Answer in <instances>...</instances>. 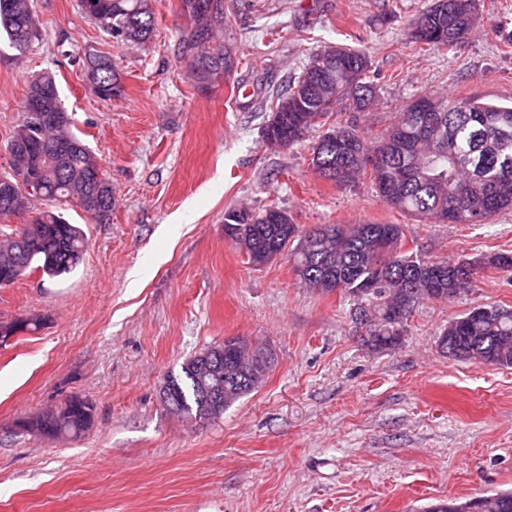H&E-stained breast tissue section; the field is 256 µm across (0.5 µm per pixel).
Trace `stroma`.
Instances as JSON below:
<instances>
[{
  "label": "stroma",
  "mask_w": 512,
  "mask_h": 512,
  "mask_svg": "<svg viewBox=\"0 0 512 512\" xmlns=\"http://www.w3.org/2000/svg\"><path fill=\"white\" fill-rule=\"evenodd\" d=\"M429 3L221 0L211 46L225 67L204 81L182 0H155L141 46L115 42L78 0H35L41 38L26 52L0 38V172L27 85L48 71L115 198L104 224L64 208L88 241L73 272L0 288V323L46 320L0 346V512H420L512 491V368L451 361L436 345L471 308H512V275L489 269L454 302L420 301L400 345L377 352L346 294L300 287L284 256L253 267L224 234L225 210L274 206L303 230L399 224L407 250L431 258L512 251V215L423 224L369 176L320 177L309 143L263 138L259 101L325 44L371 58L375 108L338 115L371 139L423 95L512 101V0H479L475 30L441 52L411 39ZM89 53L112 58L120 96L90 90ZM228 337L273 350L264 381L219 420L170 415L166 373ZM75 396L94 408L82 437L19 431Z\"/></svg>",
  "instance_id": "stroma-1"
}]
</instances>
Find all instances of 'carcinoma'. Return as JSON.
Wrapping results in <instances>:
<instances>
[{"label": "carcinoma", "mask_w": 512, "mask_h": 512, "mask_svg": "<svg viewBox=\"0 0 512 512\" xmlns=\"http://www.w3.org/2000/svg\"><path fill=\"white\" fill-rule=\"evenodd\" d=\"M81 10L110 37L123 44L141 45L154 32L152 0H79ZM218 0H186L199 28L193 43L203 47L198 54L199 78L210 75L215 64L210 51L209 17L219 10ZM477 0H431L414 19L413 42L429 49L453 47L475 28ZM17 51L29 50L40 30L34 0H0V34ZM370 57L363 51L325 45L311 52L297 80L274 100L276 124L288 131V142L271 137L265 125V141L288 150L306 140L310 132L326 131L313 143L311 163L322 177L339 186L352 182L371 169L379 197L391 208L437 224L444 211L449 224H488L501 213L512 212V103L482 97L456 98L427 95L429 111L410 103L375 143L370 144L352 122L326 125L333 114L348 108L364 112L375 102L373 85L366 81ZM87 78L93 93L103 100L121 95L120 73L112 59L89 55ZM45 84L47 112H62L56 82L48 72L40 74ZM34 134L45 146L64 142L69 151L57 162L42 166L39 190L32 196L56 204L42 212L37 241L26 234L15 236L8 225L0 227V276L14 280L29 268L56 278L73 272L86 250L83 230L69 223L60 209L77 192L83 169L93 164V155L72 131V120L50 122L36 128L25 118L10 141ZM239 229L233 239L253 256L276 250L287 254L292 270L310 290L328 294L342 291L353 300L359 322L374 318L366 343L374 350L399 345L405 324L419 299L406 300L408 290L425 288L426 299L451 302L458 298L485 268L512 274V252L458 262L431 259L404 251L405 233L400 224H319L306 231L292 223L283 210L271 207L259 212L231 209L224 212V228ZM436 345L443 356L448 346L455 361H480L512 367V309L484 305L452 319L438 333ZM246 348H224V369L245 362ZM201 384L194 365L185 361L181 371L166 375L163 390L174 401L175 413L191 417L199 408ZM227 401L214 418L252 392L241 384L224 389ZM93 420V405L58 407L55 414L29 433L44 437L82 436ZM480 512H512V493L498 492L478 497Z\"/></svg>", "instance_id": "cac0c4a2"}]
</instances>
